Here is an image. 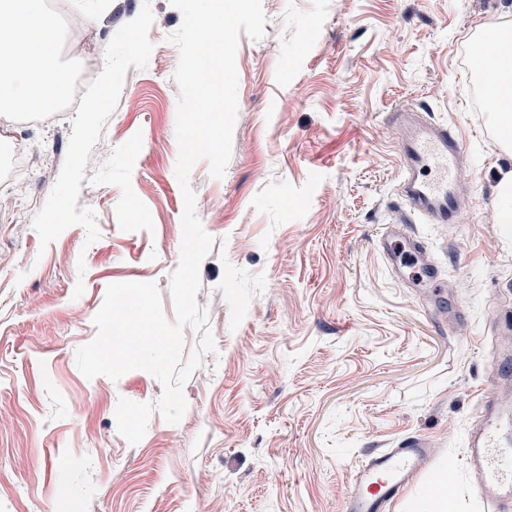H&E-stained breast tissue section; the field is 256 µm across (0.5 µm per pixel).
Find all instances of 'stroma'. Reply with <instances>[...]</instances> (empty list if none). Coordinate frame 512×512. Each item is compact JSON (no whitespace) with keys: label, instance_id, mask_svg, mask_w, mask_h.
Listing matches in <instances>:
<instances>
[{"label":"stroma","instance_id":"35a3bbf8","mask_svg":"<svg viewBox=\"0 0 512 512\" xmlns=\"http://www.w3.org/2000/svg\"><path fill=\"white\" fill-rule=\"evenodd\" d=\"M265 35L241 37L238 115L223 178L190 174L214 239L197 302L215 351L182 390L181 421L117 430L119 399L162 393L148 372L86 378L108 285L156 283L175 322L184 199L175 175L179 52L169 0H112L73 33L62 66L94 74L51 125L11 122L27 153L0 198V512H345L356 463L413 434L428 466L389 512H487L467 436L512 313V233L495 222L512 156L500 147L474 47L512 21V0H262ZM461 134L455 224L410 229L434 256L435 294L379 250L400 209L395 109ZM463 313L459 326L448 323Z\"/></svg>","mask_w":512,"mask_h":512}]
</instances>
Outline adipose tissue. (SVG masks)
<instances>
[{"mask_svg": "<svg viewBox=\"0 0 512 512\" xmlns=\"http://www.w3.org/2000/svg\"><path fill=\"white\" fill-rule=\"evenodd\" d=\"M59 23L45 0H0V112L53 109L65 89ZM478 78L504 149L512 148V24L477 49Z\"/></svg>", "mask_w": 512, "mask_h": 512, "instance_id": "ef3b65f1", "label": "adipose tissue"}]
</instances>
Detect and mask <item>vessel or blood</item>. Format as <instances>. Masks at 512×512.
<instances>
[{"mask_svg":"<svg viewBox=\"0 0 512 512\" xmlns=\"http://www.w3.org/2000/svg\"><path fill=\"white\" fill-rule=\"evenodd\" d=\"M393 122L398 133L399 193L404 208L386 228L380 250L395 273L401 271L404 258H411L416 267L413 283L425 288L436 283L438 267L404 226L415 217L429 224L457 223L466 147L455 131L420 111L398 110ZM431 453L428 439L414 434L397 447L367 455L353 473L346 512H387L424 469ZM467 459L476 475L478 495L491 512H500L512 498V409L494 401L482 402L469 437Z\"/></svg>","mask_w":512,"mask_h":512,"instance_id":"1","label":"vessel or blood"}]
</instances>
